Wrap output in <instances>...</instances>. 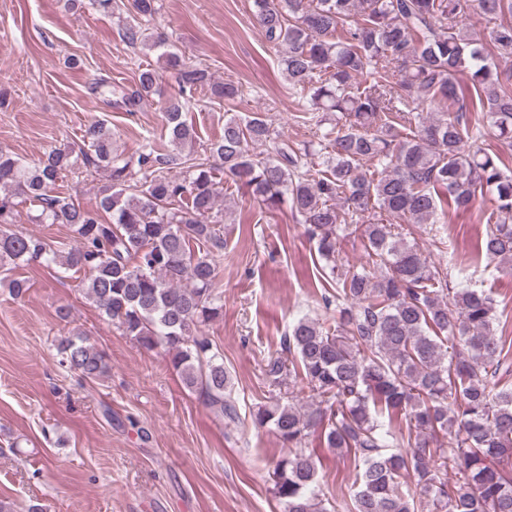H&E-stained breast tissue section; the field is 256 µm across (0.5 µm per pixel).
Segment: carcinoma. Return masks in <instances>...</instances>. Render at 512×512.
I'll return each instance as SVG.
<instances>
[{
	"instance_id": "carcinoma-1",
	"label": "carcinoma",
	"mask_w": 512,
	"mask_h": 512,
	"mask_svg": "<svg viewBox=\"0 0 512 512\" xmlns=\"http://www.w3.org/2000/svg\"><path fill=\"white\" fill-rule=\"evenodd\" d=\"M468 2L253 0L265 39L283 48L282 74L320 131L323 168L312 170L309 150L286 143L272 157L250 158L247 143L272 140L265 116L253 112L227 119L210 157L187 158L185 175L170 176L195 136L180 97L163 107L173 150L139 154L136 171L112 153L99 121L84 126L77 151L54 148L33 164L0 151V279L19 296L27 281L8 273L22 263L84 274L79 287L117 330L145 350L162 348L187 389L234 419L224 360L201 331L224 310L213 254L224 248L215 157L226 178L266 207L289 203L336 282V300L324 299L332 322L293 321L287 356L266 364L274 383L300 373L311 402L276 399L254 414L255 426L287 448L270 474L283 512H512V387L494 382L509 351L493 299L482 287L448 288L407 241L415 226L438 224L448 209L466 210L488 194L495 221L477 250L512 266V173L500 153L479 145L489 125L512 146V73L493 63L512 59V0H477L499 20L486 38L451 25ZM161 58L183 95L206 86L227 103L241 96L177 52ZM156 81L152 68L139 73L123 97L127 111ZM324 112L335 113L332 122ZM79 162L108 173L94 210L55 192ZM17 198L37 208L38 223L70 226L75 244L60 251L11 229ZM350 235L362 243L359 266L337 260ZM57 349L60 364L82 379L108 377L105 355L87 337L74 333ZM315 432L356 469L348 496L330 507L305 448Z\"/></svg>"
}]
</instances>
